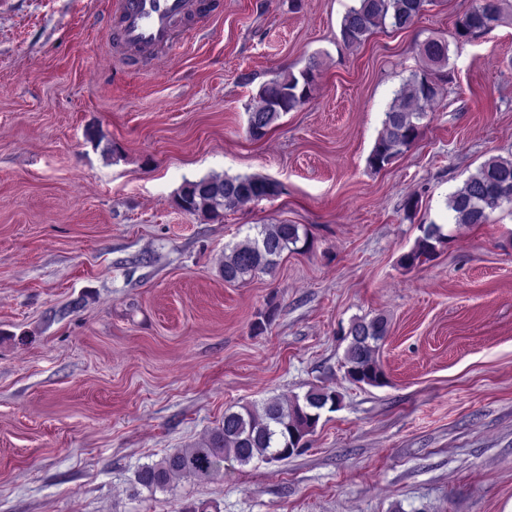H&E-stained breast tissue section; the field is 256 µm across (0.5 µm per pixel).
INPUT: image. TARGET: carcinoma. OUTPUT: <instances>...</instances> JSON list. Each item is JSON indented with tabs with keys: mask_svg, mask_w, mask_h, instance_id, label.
<instances>
[{
	"mask_svg": "<svg viewBox=\"0 0 512 512\" xmlns=\"http://www.w3.org/2000/svg\"><path fill=\"white\" fill-rule=\"evenodd\" d=\"M434 0H354L343 16L340 35L349 47H358L377 28L410 27L425 7ZM502 19V0H474L472 7L455 22V36L468 39L485 26ZM434 66L448 64V42L432 39L423 47ZM319 62L312 58L298 73L288 72L265 83L248 107V133L263 138L281 115L295 111L311 99ZM439 83L431 70L413 72L400 87L384 112L382 131L369 157L375 171L391 165L417 140L427 106L438 96ZM282 185L260 175H207L186 183L176 204L185 212L216 218L224 210L240 204L277 197ZM448 223L487 224L498 210H512V160L491 157L484 161L445 202ZM251 233L226 248L221 274L229 283L244 282L260 274L272 273L284 252L298 250V243L308 245V235H300L298 224H256ZM421 236L414 248L402 258L406 267L432 258L447 235L435 222L420 225ZM387 334V320L376 317L353 321L344 334L349 340L345 352L347 376L356 383L378 386L385 383V373L375 358L378 342ZM340 403L336 391L313 388L303 400L283 403L277 398L261 404L224 411L222 426L191 448H177L160 461L143 466L136 476L140 486L165 490L183 478L211 481L224 475V462L234 461L245 467L256 460H287L302 454L308 436L324 411H334Z\"/></svg>",
	"mask_w": 512,
	"mask_h": 512,
	"instance_id": "1",
	"label": "carcinoma"
}]
</instances>
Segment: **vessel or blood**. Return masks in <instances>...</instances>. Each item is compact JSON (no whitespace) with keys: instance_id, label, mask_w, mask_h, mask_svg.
Wrapping results in <instances>:
<instances>
[{"instance_id":"b4317fda","label":"vessel or blood","mask_w":512,"mask_h":512,"mask_svg":"<svg viewBox=\"0 0 512 512\" xmlns=\"http://www.w3.org/2000/svg\"><path fill=\"white\" fill-rule=\"evenodd\" d=\"M189 6L190 0H120L121 37L143 52L171 47L170 21Z\"/></svg>"}]
</instances>
